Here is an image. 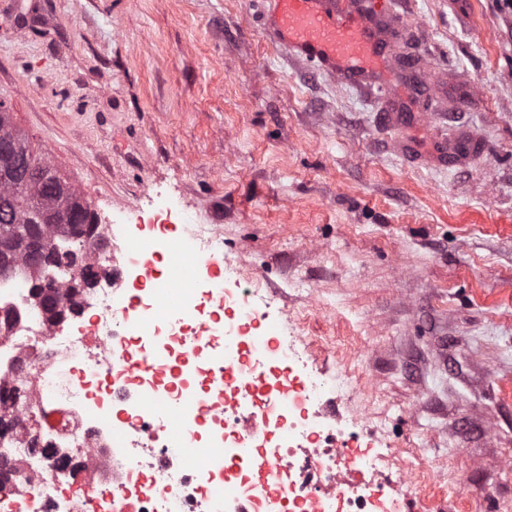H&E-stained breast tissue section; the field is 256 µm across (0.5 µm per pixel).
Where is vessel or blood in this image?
I'll list each match as a JSON object with an SVG mask.
<instances>
[{
  "label": "vessel or blood",
  "instance_id": "b4317fda",
  "mask_svg": "<svg viewBox=\"0 0 512 512\" xmlns=\"http://www.w3.org/2000/svg\"><path fill=\"white\" fill-rule=\"evenodd\" d=\"M266 32L296 60L358 89L400 94L388 82L387 48L402 36L389 14L366 9L361 0H270Z\"/></svg>",
  "mask_w": 512,
  "mask_h": 512
}]
</instances>
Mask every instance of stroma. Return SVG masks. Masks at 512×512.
Here are the masks:
<instances>
[{
	"mask_svg": "<svg viewBox=\"0 0 512 512\" xmlns=\"http://www.w3.org/2000/svg\"><path fill=\"white\" fill-rule=\"evenodd\" d=\"M266 0H0V98L99 218L195 211L242 285L345 368L404 512H512V8L402 0L411 110L289 58ZM481 143L464 164L442 143Z\"/></svg>",
	"mask_w": 512,
	"mask_h": 512,
	"instance_id": "obj_1",
	"label": "stroma"
}]
</instances>
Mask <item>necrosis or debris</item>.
<instances>
[{"mask_svg":"<svg viewBox=\"0 0 512 512\" xmlns=\"http://www.w3.org/2000/svg\"><path fill=\"white\" fill-rule=\"evenodd\" d=\"M181 221L185 257L221 253L219 228ZM141 287L127 309L121 284L103 273L52 326L27 282L0 274V313L16 317L0 336V390L29 392L45 444L74 455L90 488L65 492L49 459L7 435L0 462L13 474L0 512H237L243 502L251 512H399L376 484L338 488L348 469H386L395 456L357 448L366 425L351 374L329 379L313 367L296 326L261 312L258 289L228 285L216 296L160 267ZM149 353L165 374L145 366ZM285 374L296 380L286 397ZM338 401L350 408L341 426L326 413ZM251 411L264 422L259 455L274 462L263 471L244 451ZM218 446L220 462L209 454Z\"/></svg>","mask_w":512,"mask_h":512,"instance_id":"4bbe7bcc","label":"necrosis or debris"}]
</instances>
